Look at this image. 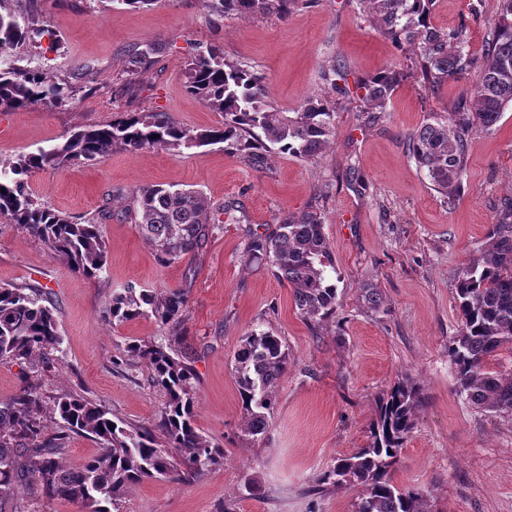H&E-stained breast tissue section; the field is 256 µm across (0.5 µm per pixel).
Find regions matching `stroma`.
I'll use <instances>...</instances> for the list:
<instances>
[{"label": "stroma", "instance_id": "35a3bbf8", "mask_svg": "<svg viewBox=\"0 0 512 512\" xmlns=\"http://www.w3.org/2000/svg\"><path fill=\"white\" fill-rule=\"evenodd\" d=\"M500 0H435L434 26H465L467 49L480 57ZM46 32L25 56L75 99L0 112V160L48 149L69 132L111 122L121 112H163L181 126L206 130L223 116L186 92L185 67L196 45L213 44L226 60L264 79L281 111L310 97L334 96L336 137L314 160L283 153L254 168L223 144L173 152L114 149L105 159L33 173V196L56 210L91 217L102 208L106 268L99 278L74 270L37 239L0 218V284L47 288L61 317L63 361L36 375L0 364V398L29 382L46 400L79 393L123 427L152 429L165 396L143 360L115 364L128 345L176 335L197 373L195 425L224 452L223 467L189 479H147L131 487L118 512H354L360 490L320 487L339 458L370 440L377 400L394 382L420 383L423 405L399 460L395 485L424 492L431 512H512V416L484 412L458 389L448 346L461 328L460 271L480 257L490 225L512 209V107L492 130L468 137L463 188L444 202L409 151V135L445 117L474 70L427 88L409 64L413 53L374 29L358 0H296L287 15H212L201 0H38ZM164 50L136 79L130 51ZM348 71L350 91L333 94L322 73L330 59ZM403 64L405 76L386 111L365 113L357 85ZM201 191L211 211L237 207L234 219L202 252L160 264L114 187L150 184ZM316 207L340 273L335 321L312 328L293 290L263 263L242 262L249 232L268 233L283 216ZM182 289L179 324L148 317L108 320L112 292ZM373 286L376 307L362 301ZM271 330L288 349V371L272 422L248 434L233 376V355L251 331ZM5 512H85L77 502L42 496L23 485Z\"/></svg>", "mask_w": 512, "mask_h": 512}]
</instances>
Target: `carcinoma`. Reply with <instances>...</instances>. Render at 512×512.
I'll return each mask as SVG.
<instances>
[{
    "label": "carcinoma",
    "mask_w": 512,
    "mask_h": 512,
    "mask_svg": "<svg viewBox=\"0 0 512 512\" xmlns=\"http://www.w3.org/2000/svg\"><path fill=\"white\" fill-rule=\"evenodd\" d=\"M220 18L288 13L289 0H202ZM366 20L397 42L416 50L424 83L435 88L455 78L471 63L464 53L466 29L435 27L430 22L433 0H358ZM47 29L37 25L32 11L0 12V53L34 46ZM160 48L150 44L128 55L126 72L137 75L154 63ZM346 68L328 62L325 79L335 90L346 80ZM404 73L387 68L362 86L364 111L386 109ZM185 88L208 108L224 114V124L212 130L185 128L160 112H128L112 122L89 126L50 149L22 152L0 163V217L24 229L90 278L103 272L106 255L101 222H76L36 200L28 179L36 171L55 170L101 159L116 148L142 151L163 147L181 151L224 142L254 167L262 166L272 150L311 160L335 136V101L311 97L293 114L278 109L266 96L263 78L240 63L224 59V51L208 45L197 49L185 70ZM75 87L62 84L36 67L9 63L0 67V112L30 105L55 106L74 96ZM512 106V0H500V13L485 41L477 75L448 117H434L409 138L417 167L448 202L460 193L468 135L479 125L492 128ZM112 197L129 198L126 215L137 224L158 259L176 263L203 250L224 224L209 218L207 198L199 191L172 185L143 186ZM244 261H263L293 288L300 316L319 328L336 317V259L325 235L321 213L313 208L291 215L270 235L251 233L245 240ZM456 302L461 330L449 353L460 393L473 405L512 416V375L486 370V357L512 345V222L491 225L480 258L458 277ZM179 289L137 290L130 285L112 292L107 313L130 320L152 317L162 325L178 322L186 311ZM60 320L51 293L0 285V364L29 369L51 368L62 352ZM177 337L166 336L127 347L152 371L155 386L165 392L158 432L119 426L90 399L64 393L44 415L42 394L30 387L9 399L0 398V505L25 481L41 493L82 503L89 512H110L128 489L159 476H200L224 464L219 447L194 425V371L187 357H178ZM288 350L270 331L245 336L234 354V376L246 419V431L262 434L270 426V411L279 382L287 370ZM421 405L419 387L399 381L379 399L370 441L339 459L323 474L322 483L336 488L359 487L355 512H431L424 494L393 484L391 471L414 428ZM57 419V435L42 437L47 418ZM94 438L98 455L82 466L68 468L57 458L71 435Z\"/></svg>",
    "instance_id": "cac0c4a2"
}]
</instances>
